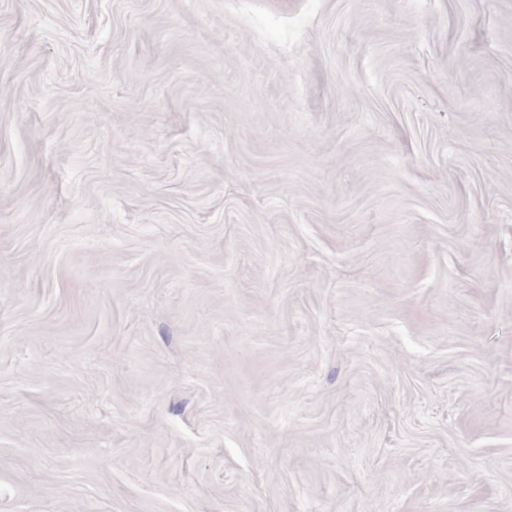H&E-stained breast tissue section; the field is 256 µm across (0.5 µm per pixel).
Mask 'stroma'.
Segmentation results:
<instances>
[{
  "mask_svg": "<svg viewBox=\"0 0 512 512\" xmlns=\"http://www.w3.org/2000/svg\"><path fill=\"white\" fill-rule=\"evenodd\" d=\"M0 512H512V0H0Z\"/></svg>",
  "mask_w": 512,
  "mask_h": 512,
  "instance_id": "1",
  "label": "stroma"
}]
</instances>
